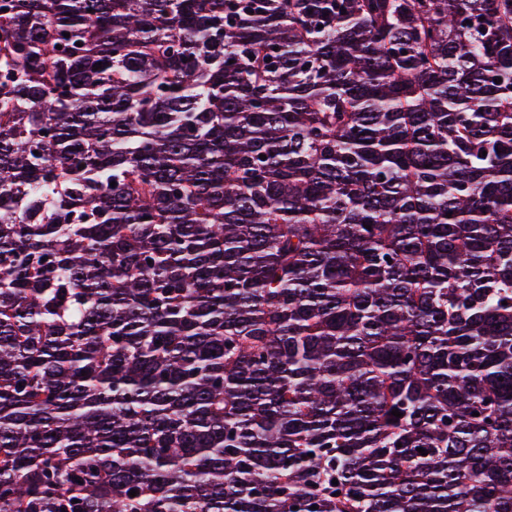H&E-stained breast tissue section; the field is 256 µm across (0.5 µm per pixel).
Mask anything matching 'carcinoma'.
Segmentation results:
<instances>
[{"mask_svg": "<svg viewBox=\"0 0 512 512\" xmlns=\"http://www.w3.org/2000/svg\"><path fill=\"white\" fill-rule=\"evenodd\" d=\"M0 10V512H512V0Z\"/></svg>", "mask_w": 512, "mask_h": 512, "instance_id": "carcinoma-1", "label": "carcinoma"}]
</instances>
